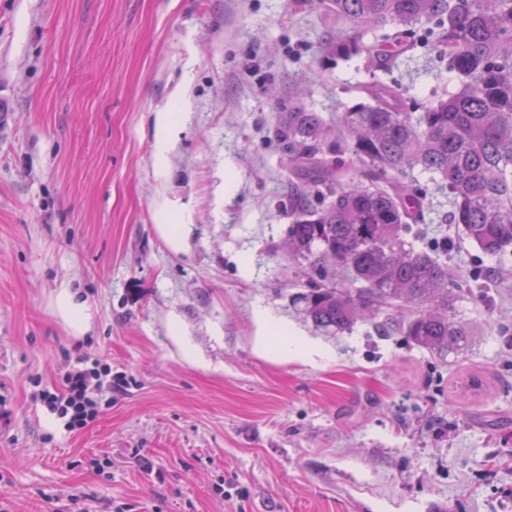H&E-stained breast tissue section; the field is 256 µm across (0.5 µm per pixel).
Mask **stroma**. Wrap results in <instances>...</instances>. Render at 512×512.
Wrapping results in <instances>:
<instances>
[{"label":"stroma","mask_w":512,"mask_h":512,"mask_svg":"<svg viewBox=\"0 0 512 512\" xmlns=\"http://www.w3.org/2000/svg\"><path fill=\"white\" fill-rule=\"evenodd\" d=\"M347 28L322 0H0V512H512V259L444 191L424 236L471 284L466 352L327 336L291 303L272 132L291 99L356 100L365 56L320 45ZM389 78L411 106L457 86L424 31ZM69 352L112 368L71 431L38 397ZM57 306L62 315L77 331H82L86 327L84 306L73 302L72 298L65 292L59 295Z\"/></svg>","instance_id":"1"}]
</instances>
